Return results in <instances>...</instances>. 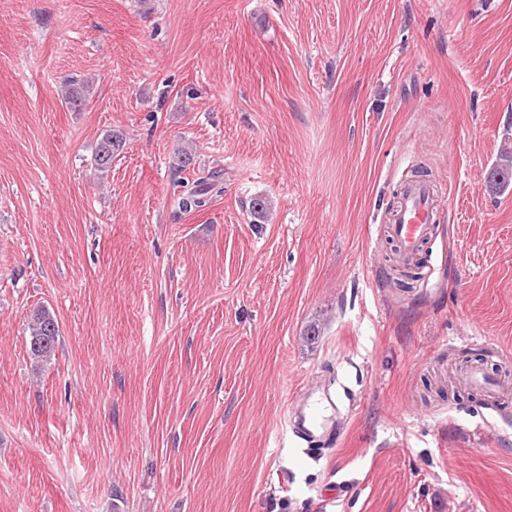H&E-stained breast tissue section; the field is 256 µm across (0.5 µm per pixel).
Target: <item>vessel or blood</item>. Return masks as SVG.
Wrapping results in <instances>:
<instances>
[{
    "label": "vessel or blood",
    "mask_w": 512,
    "mask_h": 512,
    "mask_svg": "<svg viewBox=\"0 0 512 512\" xmlns=\"http://www.w3.org/2000/svg\"><path fill=\"white\" fill-rule=\"evenodd\" d=\"M440 217L435 192L424 179H410L400 188V201L390 210V233L399 244V261L413 266L420 262L423 240ZM336 401L319 383L303 387L289 410V427L296 438L314 445H337L341 429L336 423Z\"/></svg>",
    "instance_id": "b4317fda"
}]
</instances>
